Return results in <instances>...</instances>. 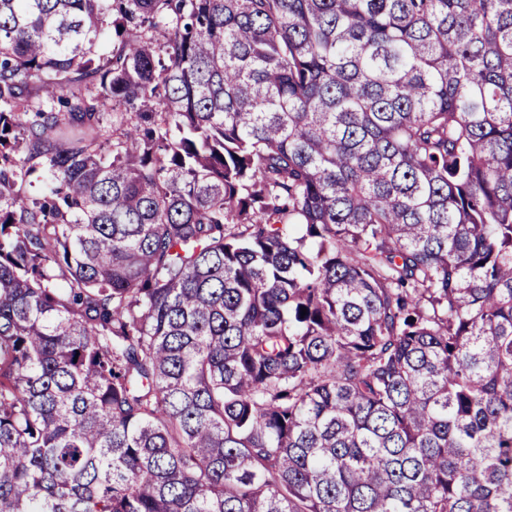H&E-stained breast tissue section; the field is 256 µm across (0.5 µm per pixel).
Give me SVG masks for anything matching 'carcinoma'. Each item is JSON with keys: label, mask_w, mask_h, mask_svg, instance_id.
Instances as JSON below:
<instances>
[{"label": "carcinoma", "mask_w": 512, "mask_h": 512, "mask_svg": "<svg viewBox=\"0 0 512 512\" xmlns=\"http://www.w3.org/2000/svg\"><path fill=\"white\" fill-rule=\"evenodd\" d=\"M0 512H512V0H0Z\"/></svg>", "instance_id": "1"}]
</instances>
